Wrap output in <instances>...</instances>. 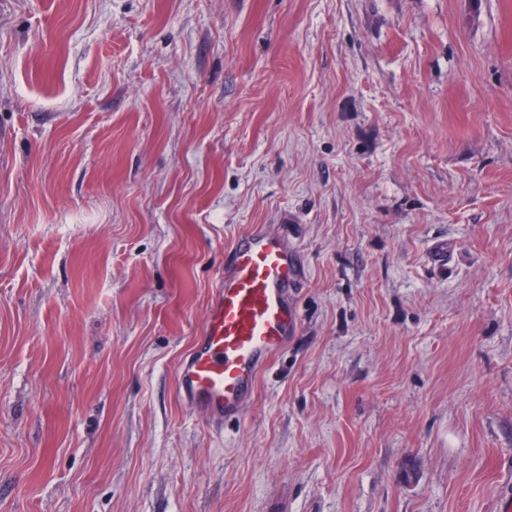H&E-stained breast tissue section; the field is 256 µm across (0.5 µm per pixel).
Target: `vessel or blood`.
Listing matches in <instances>:
<instances>
[{
	"mask_svg": "<svg viewBox=\"0 0 512 512\" xmlns=\"http://www.w3.org/2000/svg\"><path fill=\"white\" fill-rule=\"evenodd\" d=\"M228 254L205 326L176 375L180 399L218 423L243 412L263 367L286 347L300 323L289 300L300 272L281 235L249 229L232 242Z\"/></svg>",
	"mask_w": 512,
	"mask_h": 512,
	"instance_id": "obj_1",
	"label": "vessel or blood"
}]
</instances>
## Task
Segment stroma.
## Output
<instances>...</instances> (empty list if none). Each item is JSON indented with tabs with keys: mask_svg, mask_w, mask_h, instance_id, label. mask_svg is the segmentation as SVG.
<instances>
[{
	"mask_svg": "<svg viewBox=\"0 0 512 512\" xmlns=\"http://www.w3.org/2000/svg\"><path fill=\"white\" fill-rule=\"evenodd\" d=\"M255 225L300 327L217 424L176 372ZM509 492L512 0H0V512Z\"/></svg>",
	"mask_w": 512,
	"mask_h": 512,
	"instance_id": "stroma-1",
	"label": "stroma"
}]
</instances>
